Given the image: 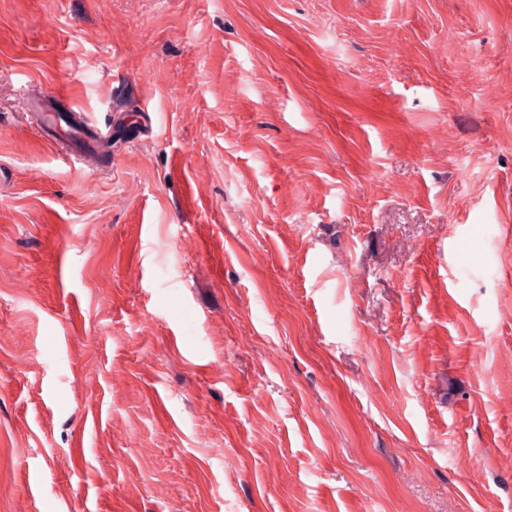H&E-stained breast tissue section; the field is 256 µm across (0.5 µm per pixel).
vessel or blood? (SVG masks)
I'll list each match as a JSON object with an SVG mask.
<instances>
[{"label": "vessel or blood", "mask_w": 512, "mask_h": 512, "mask_svg": "<svg viewBox=\"0 0 512 512\" xmlns=\"http://www.w3.org/2000/svg\"><path fill=\"white\" fill-rule=\"evenodd\" d=\"M63 127L50 131L48 122H40L38 133L49 143L62 147L64 160L78 162L87 167L99 166L107 150H110L109 133L94 129L76 113L63 115Z\"/></svg>", "instance_id": "vessel-or-blood-1"}]
</instances>
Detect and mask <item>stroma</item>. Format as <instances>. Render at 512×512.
I'll return each instance as SVG.
<instances>
[{"mask_svg": "<svg viewBox=\"0 0 512 512\" xmlns=\"http://www.w3.org/2000/svg\"><path fill=\"white\" fill-rule=\"evenodd\" d=\"M0 512H512V0H0ZM52 101V98L44 96H34L27 100L29 110L37 117V126L39 127L37 133L50 144L65 149L62 153L63 160L78 162L86 167H98L102 162L104 152L112 150L109 130L103 133L94 129L77 113L64 114L60 117L56 112L54 120L60 125L63 123L67 128L61 131L56 129L53 133H48L47 118L50 115L48 112L54 110L51 105ZM39 113H42V118Z\"/></svg>", "mask_w": 512, "mask_h": 512, "instance_id": "1", "label": "stroma"}]
</instances>
